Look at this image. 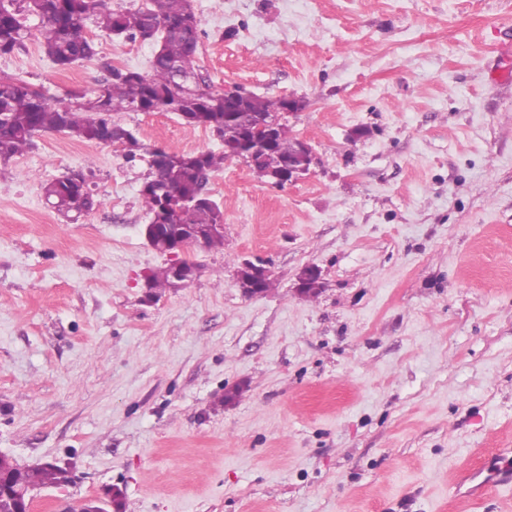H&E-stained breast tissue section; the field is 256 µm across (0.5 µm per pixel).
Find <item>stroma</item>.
Masks as SVG:
<instances>
[{"label":"stroma","mask_w":512,"mask_h":512,"mask_svg":"<svg viewBox=\"0 0 512 512\" xmlns=\"http://www.w3.org/2000/svg\"><path fill=\"white\" fill-rule=\"evenodd\" d=\"M192 5L199 73L299 99L314 163L281 188L211 173L224 247L151 296L171 258L142 231L147 157L43 132L0 161V453L72 468L39 512L108 490L119 512H512L490 480L512 464V0ZM38 23L0 77L52 99L154 54L90 20L96 57L61 70ZM114 119L150 150L222 148L171 112ZM88 166L98 204L65 220L43 185ZM268 272L263 268L253 264L245 263L237 270V284L239 288L248 296H260L263 291L267 292L271 287V281L267 280ZM267 280L264 290L263 285Z\"/></svg>","instance_id":"stroma-1"}]
</instances>
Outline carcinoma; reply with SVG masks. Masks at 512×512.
Masks as SVG:
<instances>
[{"label":"carcinoma","instance_id":"obj_1","mask_svg":"<svg viewBox=\"0 0 512 512\" xmlns=\"http://www.w3.org/2000/svg\"><path fill=\"white\" fill-rule=\"evenodd\" d=\"M40 20L39 33L47 57L67 69L96 55L94 43L84 34L87 20L114 36L155 44L149 71L108 68L109 77L92 94L72 92L69 101L51 100L24 81L0 77V159L7 160L33 145L39 132L58 131L87 143L112 144V119L116 112H173L186 124L218 131L223 149L198 154L167 152L161 166V181L141 190L149 223L175 233L182 224L211 228L224 223L220 207L209 201L194 202L199 172H215L228 160V148L248 147L250 132L258 118L278 111L280 98L250 93L240 99L236 111H224V93L196 79V92L176 93L178 71L197 74L199 21L191 0H144L136 8L114 12L108 0H0V56L20 48L26 34L25 14ZM298 138L288 128L277 131L272 156L295 155ZM179 190L180 200L164 204L158 190L165 185ZM51 208L78 218L95 206L93 194L85 192L74 177L56 178L44 187ZM150 289L171 287L168 268L149 275ZM10 487L30 490L72 482L64 469L50 465L15 462L7 471Z\"/></svg>","mask_w":512,"mask_h":512}]
</instances>
